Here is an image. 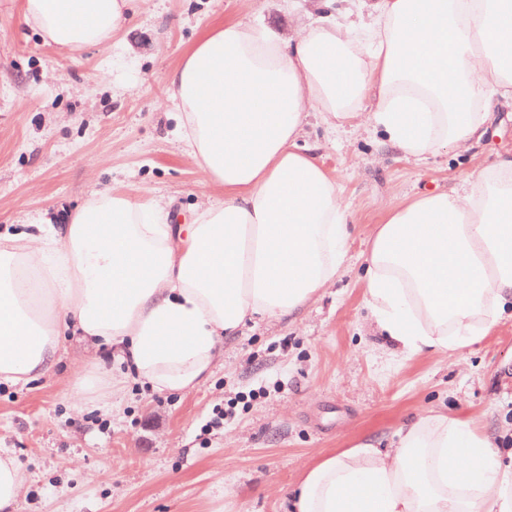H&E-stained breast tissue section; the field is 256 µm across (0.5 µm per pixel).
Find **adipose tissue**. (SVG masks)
<instances>
[{
  "instance_id": "obj_1",
  "label": "adipose tissue",
  "mask_w": 512,
  "mask_h": 512,
  "mask_svg": "<svg viewBox=\"0 0 512 512\" xmlns=\"http://www.w3.org/2000/svg\"><path fill=\"white\" fill-rule=\"evenodd\" d=\"M327 16L285 40L228 22L168 74L185 151L224 198L176 227L147 199L95 191L66 223L0 232V384L55 367L76 335L154 392L209 378L220 344L250 320H280L334 284L349 214L302 144L309 111L365 127L416 162L462 156L512 104V0H372L358 29ZM132 0H22L21 21L61 51L109 47ZM383 336L408 355L456 357L512 307V156L476 180L392 205L362 274ZM100 358L73 371L74 411L111 385ZM27 476L0 448V512ZM293 512H512V466L458 415L431 411L394 446L367 440L306 469Z\"/></svg>"
}]
</instances>
